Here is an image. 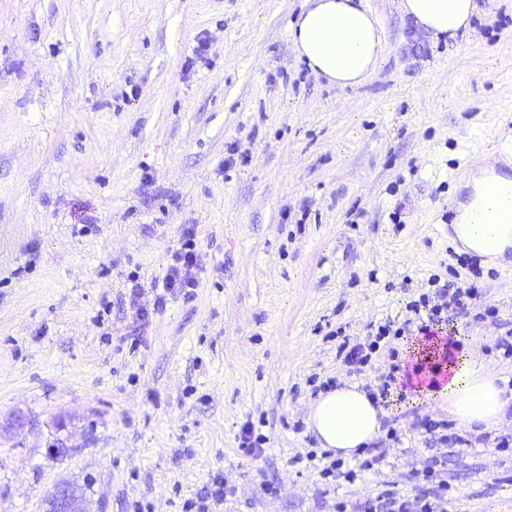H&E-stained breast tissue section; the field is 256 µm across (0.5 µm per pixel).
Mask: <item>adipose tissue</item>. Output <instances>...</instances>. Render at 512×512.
<instances>
[{
    "label": "adipose tissue",
    "instance_id": "obj_1",
    "mask_svg": "<svg viewBox=\"0 0 512 512\" xmlns=\"http://www.w3.org/2000/svg\"><path fill=\"white\" fill-rule=\"evenodd\" d=\"M400 8L418 31L437 40L467 30L478 5L476 0H401ZM291 39L298 57L340 88L370 80L383 53L381 22L368 0H308L291 26ZM511 181L487 169L474 178L472 195L455 226L470 250L497 257L512 248V225L487 221L488 212L500 207L493 186ZM434 396L445 398L449 417L475 435L512 419V390L498 387L483 361L464 352L449 364L437 389L419 387L412 400L418 403ZM384 414L380 401L346 382L320 393L310 404L308 426L322 448L348 459L379 438Z\"/></svg>",
    "mask_w": 512,
    "mask_h": 512
}]
</instances>
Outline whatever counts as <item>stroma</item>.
Wrapping results in <instances>:
<instances>
[{
    "label": "stroma",
    "mask_w": 512,
    "mask_h": 512,
    "mask_svg": "<svg viewBox=\"0 0 512 512\" xmlns=\"http://www.w3.org/2000/svg\"><path fill=\"white\" fill-rule=\"evenodd\" d=\"M477 2L434 40L369 0L384 51L340 89L294 51L303 0H0V512H42L63 481L91 512H184L216 474L234 492L210 512H332L413 494L437 458L455 512H512V428L437 444L420 422L446 401L392 408L384 464L352 483L324 482L292 429L320 392L392 375L404 339L359 375L338 346L405 320L433 275L478 285L464 346L512 378V264L472 267L448 223L512 116V0ZM188 224L199 286L153 312ZM238 440V447L248 457L256 459L265 452L263 445L266 444L267 437L261 433L255 434L252 420L248 419L241 425Z\"/></svg>",
    "instance_id": "35a3bbf8"
}]
</instances>
